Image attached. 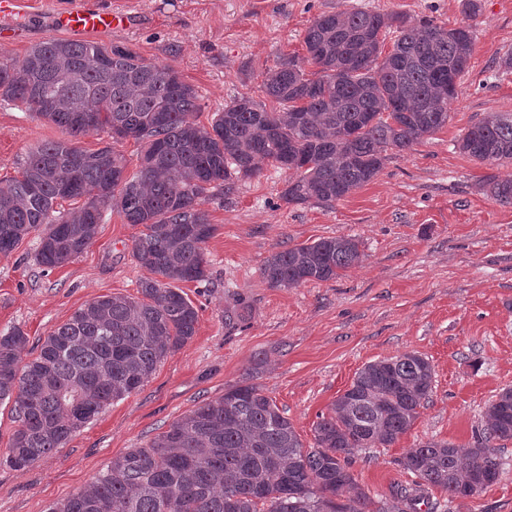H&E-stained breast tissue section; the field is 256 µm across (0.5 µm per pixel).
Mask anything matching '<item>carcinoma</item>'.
<instances>
[{
  "mask_svg": "<svg viewBox=\"0 0 512 512\" xmlns=\"http://www.w3.org/2000/svg\"><path fill=\"white\" fill-rule=\"evenodd\" d=\"M392 50L383 53L388 34ZM306 55L280 57L263 84L280 109L242 96L210 128L194 120L196 91L170 65L126 46L50 39L23 57L0 55V99L19 103L65 138L29 151L19 176L0 183V254L39 235L36 261L55 268L92 242L107 210L144 230L132 254L151 277L141 297L101 296L75 311L23 361L28 338L0 332V402L19 422L7 461L24 471L58 449L114 401L139 389L196 334L198 310L175 282L207 277L205 245L216 225L201 205L211 189L231 194L259 162L291 170L287 205H332L372 181L387 152L405 153L448 124V102L474 49L469 26L400 14L323 13L303 36ZM319 68L316 79L305 65ZM105 133L143 144L139 169L105 146L76 140ZM457 147L484 163L512 162V113L474 123ZM484 191L512 204V180L486 178ZM86 198L67 213L61 202ZM361 243L320 239L277 251L262 265L271 288L333 280L359 263ZM430 361L416 352L366 364L306 447L275 402L243 382L174 421L148 446L113 460L91 485L48 512H367L371 502L350 471L352 456L386 448L406 433L433 390ZM512 440V388L492 399L472 447L427 440L397 465L414 476L374 512H439L495 483L493 441ZM447 495L446 502L430 493Z\"/></svg>",
  "mask_w": 512,
  "mask_h": 512,
  "instance_id": "obj_1",
  "label": "carcinoma"
}]
</instances>
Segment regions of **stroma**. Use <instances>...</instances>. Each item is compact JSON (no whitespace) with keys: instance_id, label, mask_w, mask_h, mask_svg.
Segmentation results:
<instances>
[{"instance_id":"35a3bbf8","label":"stroma","mask_w":512,"mask_h":512,"mask_svg":"<svg viewBox=\"0 0 512 512\" xmlns=\"http://www.w3.org/2000/svg\"><path fill=\"white\" fill-rule=\"evenodd\" d=\"M132 14L102 45H125L143 59L168 64L198 95L196 121L240 96L265 99L262 84L277 57L303 51L315 17L359 8L401 13L416 21L471 25L475 44L447 125L407 153L389 152L382 170L350 196L325 206L285 205L290 173L263 165L226 195L203 204L217 231L205 246L208 280L182 289L198 310L192 340L170 354L137 391L114 402L64 448L24 471L5 457L16 428L10 402L0 403V512H47L87 486L113 459L145 447L169 425L232 385H261L304 445L367 363L415 351L434 368L433 392L414 425L392 446L357 452L351 469L372 497L410 483L397 464L406 449L435 439L473 445L485 405L512 388V204L485 194L487 176L512 179V164L481 163L456 146L489 112L512 113V0H482L466 19L460 0H95ZM56 0H27L42 14L22 41L0 39V54L24 56L63 38L45 17ZM59 128L0 100V182L17 174L31 149L61 138ZM141 226L105 212L82 254L47 269L35 260L37 234L0 255V332L28 338L24 359L72 314L105 295L137 296L147 275L132 256ZM361 243L358 266L339 278L296 288L268 287L261 276L273 252L322 238ZM498 481L457 499L450 512H512V441L496 451Z\"/></svg>"}]
</instances>
